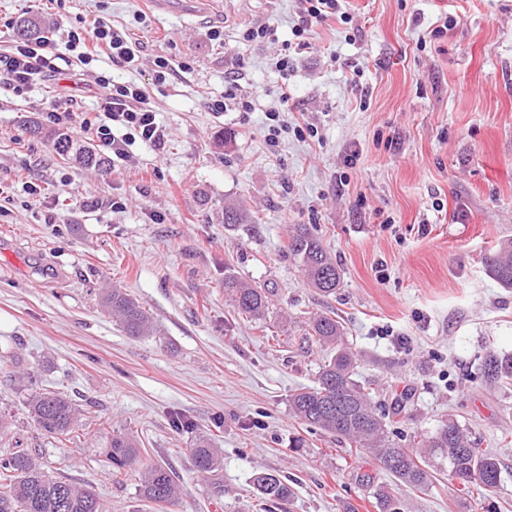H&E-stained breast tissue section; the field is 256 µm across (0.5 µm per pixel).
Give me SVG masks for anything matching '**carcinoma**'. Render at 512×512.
<instances>
[{
  "mask_svg": "<svg viewBox=\"0 0 512 512\" xmlns=\"http://www.w3.org/2000/svg\"><path fill=\"white\" fill-rule=\"evenodd\" d=\"M54 151L63 158L74 157L86 168L102 169L108 159L94 147L83 145L67 132L48 134ZM288 254L299 264L311 287L324 295L336 293L340 274L336 262L321 240L305 224L294 226L288 237ZM493 279L503 288H512V239L501 241L485 258ZM224 292L239 313L261 321L269 309L272 292L253 285L229 270L224 275ZM107 312L119 321L132 337L156 333L148 313L122 289L114 288L102 300ZM311 336L333 350L324 361L312 387L296 390L289 398L291 413L312 430L345 438L356 449L373 454L383 468L408 489L425 488L432 472L448 469V474L486 491H495L502 482V465L498 457L470 446L464 430L454 421L443 424L436 432L423 434L418 450L396 444L390 436L385 415L371 401V392L356 378L357 365L343 336L342 325L327 315L310 321ZM485 372L493 380H511L512 364L490 354ZM24 405L31 421L43 432L66 438L77 431L78 414L72 400L61 392L30 388ZM195 470L212 474L221 466L219 449L207 439H200L190 449ZM112 476L134 464H142L140 495L154 503H169L179 492L172 473L163 465L143 462L139 442L132 436H112L106 454ZM252 483L262 499L284 502L293 490L278 476L257 471ZM0 512H106L105 506L89 489L47 475L38 460L24 449L12 448L0 454Z\"/></svg>",
  "mask_w": 512,
  "mask_h": 512,
  "instance_id": "obj_1",
  "label": "carcinoma"
}]
</instances>
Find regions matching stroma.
Here are the masks:
<instances>
[{"label":"stroma","mask_w":512,"mask_h":512,"mask_svg":"<svg viewBox=\"0 0 512 512\" xmlns=\"http://www.w3.org/2000/svg\"><path fill=\"white\" fill-rule=\"evenodd\" d=\"M342 8L350 23L313 25L283 72L276 60L300 22L297 0H202L190 15L151 13L142 0H0L2 52L28 16L60 56L56 25L98 14L131 29L143 57L132 77L168 133L162 148L137 144L126 160L84 169L28 126L46 125L55 97L96 112L94 77L113 74L111 60L63 62L21 96L0 80V415L10 423L0 451L27 449L110 512H270L252 484L258 470L292 487L283 512H379L373 493L394 477L289 410L328 355L307 334L324 313L344 326L395 442L411 446L452 418L503 465L495 493L464 492L441 473L425 490L399 492V512H512V382L484 373L487 355L512 360V289L484 264L512 238V0ZM138 12L149 18L139 29ZM261 24L278 43L242 40ZM158 56L191 70L158 81ZM234 71L254 111H211ZM275 109L284 129L272 145L265 113ZM305 124L316 137L296 136ZM228 203L250 223L224 224ZM296 224L335 258L336 294L309 287L289 257ZM228 269L273 288L265 321L227 302ZM114 287L150 313L157 335L127 336L102 310ZM28 371L76 402V438L28 418ZM120 433L173 471L174 501L142 499L139 470L112 476L104 452ZM201 436L222 452L217 475L192 464ZM298 437L303 447H292Z\"/></svg>","instance_id":"obj_1"}]
</instances>
